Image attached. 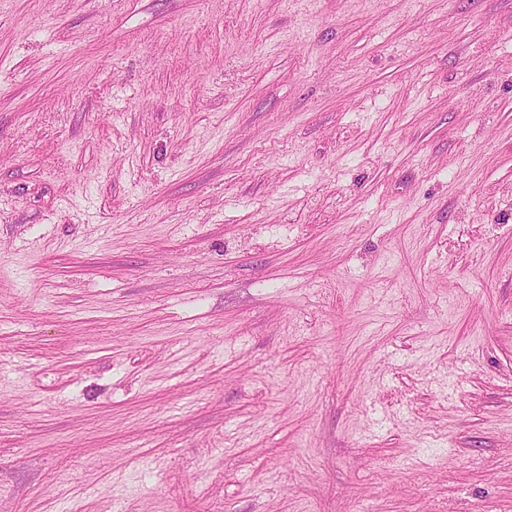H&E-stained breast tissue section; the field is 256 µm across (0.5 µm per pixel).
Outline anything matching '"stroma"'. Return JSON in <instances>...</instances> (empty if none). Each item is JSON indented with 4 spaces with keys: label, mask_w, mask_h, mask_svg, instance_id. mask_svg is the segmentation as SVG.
Here are the masks:
<instances>
[{
    "label": "stroma",
    "mask_w": 512,
    "mask_h": 512,
    "mask_svg": "<svg viewBox=\"0 0 512 512\" xmlns=\"http://www.w3.org/2000/svg\"><path fill=\"white\" fill-rule=\"evenodd\" d=\"M0 512H512V0H0Z\"/></svg>",
    "instance_id": "1"
}]
</instances>
